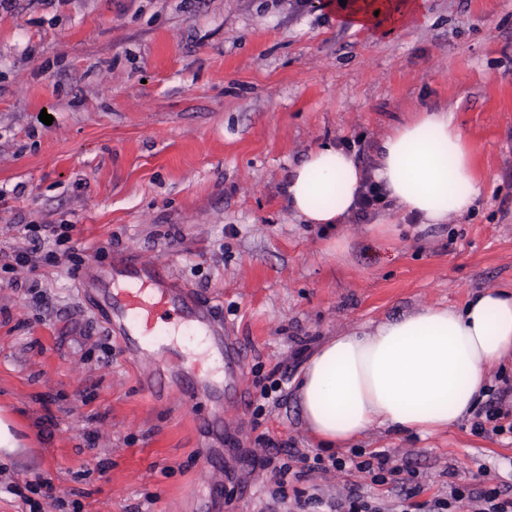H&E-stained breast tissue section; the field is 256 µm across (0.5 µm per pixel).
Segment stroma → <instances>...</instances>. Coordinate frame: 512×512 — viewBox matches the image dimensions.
I'll return each mask as SVG.
<instances>
[{
    "label": "stroma",
    "mask_w": 512,
    "mask_h": 512,
    "mask_svg": "<svg viewBox=\"0 0 512 512\" xmlns=\"http://www.w3.org/2000/svg\"><path fill=\"white\" fill-rule=\"evenodd\" d=\"M324 0H0V418L11 486L43 482V512H286L249 451L319 453L297 398V352L471 293L512 292V0H427L409 30L337 26ZM451 112L477 147L473 213L389 227L348 215L301 223L290 169L323 143L373 168L414 113ZM54 121L44 124L41 112ZM68 225L55 262L4 271L30 225ZM154 264L213 306L243 348L214 365L213 399L144 384L150 356L108 329L99 267ZM287 374L279 405L258 376ZM385 452L422 503L450 484L512 486V433L470 421L425 438L380 428L353 448ZM351 484L399 505L397 483L313 471L323 501ZM235 487L233 500L224 490Z\"/></svg>",
    "instance_id": "obj_1"
}]
</instances>
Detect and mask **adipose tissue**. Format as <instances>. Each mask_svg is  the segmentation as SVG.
Listing matches in <instances>:
<instances>
[{
  "label": "adipose tissue",
  "instance_id": "obj_1",
  "mask_svg": "<svg viewBox=\"0 0 512 512\" xmlns=\"http://www.w3.org/2000/svg\"><path fill=\"white\" fill-rule=\"evenodd\" d=\"M338 25L389 34L418 25L425 0H328ZM473 145L446 110L417 113L382 142L372 173L400 217L444 223L479 193ZM364 174L326 143L295 166L285 193L307 224L349 215ZM512 357V293L485 291L462 308L423 307L330 337L308 359L298 397L305 425L329 449L369 428L434 435L470 415L486 373Z\"/></svg>",
  "mask_w": 512,
  "mask_h": 512
}]
</instances>
